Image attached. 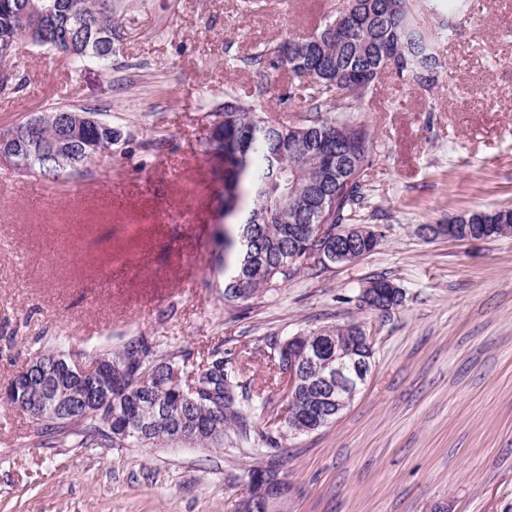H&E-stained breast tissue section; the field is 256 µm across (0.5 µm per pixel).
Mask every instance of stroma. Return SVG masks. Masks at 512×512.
Instances as JSON below:
<instances>
[{
    "label": "stroma",
    "instance_id": "stroma-1",
    "mask_svg": "<svg viewBox=\"0 0 512 512\" xmlns=\"http://www.w3.org/2000/svg\"><path fill=\"white\" fill-rule=\"evenodd\" d=\"M472 2L435 89L387 74L356 103L373 131L357 221L381 230L375 250L307 263L243 304L224 300L209 133L230 94L275 122L306 113L285 69L251 59L321 28L336 0H112L107 68L20 42L0 133L69 104L111 121L112 149L65 181L0 163V512H239L248 470L275 454L288 490L274 512H512V236L417 232L512 207V0ZM380 277L403 291L386 313L355 301ZM350 322L372 338L366 385L334 422L283 435L279 345ZM140 336L233 354L273 405L253 419L259 441L33 447L36 420L1 394L13 376L47 349L87 360Z\"/></svg>",
    "mask_w": 512,
    "mask_h": 512
}]
</instances>
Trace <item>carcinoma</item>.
Instances as JSON below:
<instances>
[{
    "instance_id": "carcinoma-1",
    "label": "carcinoma",
    "mask_w": 512,
    "mask_h": 512,
    "mask_svg": "<svg viewBox=\"0 0 512 512\" xmlns=\"http://www.w3.org/2000/svg\"><path fill=\"white\" fill-rule=\"evenodd\" d=\"M28 0H0V45L17 39L35 27L58 5H72V22L81 25L84 38L70 48L59 49L56 39L31 41L34 48L61 52L73 61L95 62L103 67L112 61V41L97 43L92 31L104 28L119 35L121 27L112 19V0H36L39 12L25 14ZM389 11L385 0H342L343 10H363L364 19L347 23L315 45L316 58L301 56L290 40L274 51L272 58L260 53L252 60L268 61L285 68L299 79L300 92L309 101V113L288 125H273L264 113L244 105L233 95L224 99V121L210 138L214 156L224 166V301L246 302L297 277L307 251L315 242L304 237L301 226L317 223L318 197L329 199L333 227L348 224L353 213L366 204L362 173L369 163L372 131L356 115L351 101L373 92L383 72L390 70L380 47L389 41L397 48L396 71L400 79L410 77L426 91L438 82L437 49L454 31L457 16L468 9L469 0H448V26L432 29L421 23L415 0H395ZM70 112L82 116L87 109L52 105L41 111L42 138L56 134L55 116ZM330 141L337 151L341 178H324L320 159L308 146L317 138ZM103 152L112 149V124L103 123L83 132L69 148V156H80L87 145ZM80 162L56 172L31 164L24 173L58 180L79 171ZM483 211L471 210L448 218L460 225V239L484 240L512 235V215L498 224H486ZM341 341L373 358V350L359 340L354 327L324 326L292 337L279 348L278 369L293 367L299 386L286 397V431L307 432L336 420V405L325 401L319 377L329 365L315 371L302 368V353L310 343L324 347L328 356ZM115 362L132 360L126 369L112 370V379L124 385L127 394L112 395V412L90 406L77 412L40 417L34 444H72L77 448H152L185 445L222 448L251 440L252 416L267 410L264 392L246 390L243 370L218 350L193 355L182 347H163L143 337L132 339L109 352ZM152 380L146 386L142 379ZM139 399L140 412L128 410ZM249 494L254 498L277 482V463L253 468Z\"/></svg>"
}]
</instances>
